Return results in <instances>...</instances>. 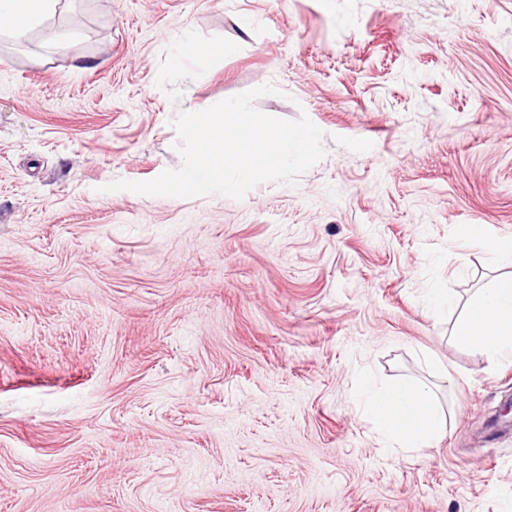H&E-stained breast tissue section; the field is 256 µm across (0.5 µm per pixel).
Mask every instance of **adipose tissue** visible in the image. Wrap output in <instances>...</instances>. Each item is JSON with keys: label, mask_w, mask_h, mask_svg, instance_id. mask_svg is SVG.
<instances>
[{"label": "adipose tissue", "mask_w": 512, "mask_h": 512, "mask_svg": "<svg viewBox=\"0 0 512 512\" xmlns=\"http://www.w3.org/2000/svg\"><path fill=\"white\" fill-rule=\"evenodd\" d=\"M61 0H0V34L21 35L42 25ZM460 338L492 356L512 355V278L478 292L461 327ZM363 408L375 431L399 447L428 446L446 432V421L431 389L405 380L386 388L366 386Z\"/></svg>", "instance_id": "obj_1"}]
</instances>
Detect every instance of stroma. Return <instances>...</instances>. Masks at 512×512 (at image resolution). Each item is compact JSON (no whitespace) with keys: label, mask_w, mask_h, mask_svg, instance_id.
Returning a JSON list of instances; mask_svg holds the SVG:
<instances>
[{"label":"stroma","mask_w":512,"mask_h":512,"mask_svg":"<svg viewBox=\"0 0 512 512\" xmlns=\"http://www.w3.org/2000/svg\"><path fill=\"white\" fill-rule=\"evenodd\" d=\"M266 84L324 134L294 183L111 190ZM505 237L512 0H68L0 34V512H512V357L457 337ZM409 378L447 419L414 451L360 399Z\"/></svg>","instance_id":"35a3bbf8"}]
</instances>
